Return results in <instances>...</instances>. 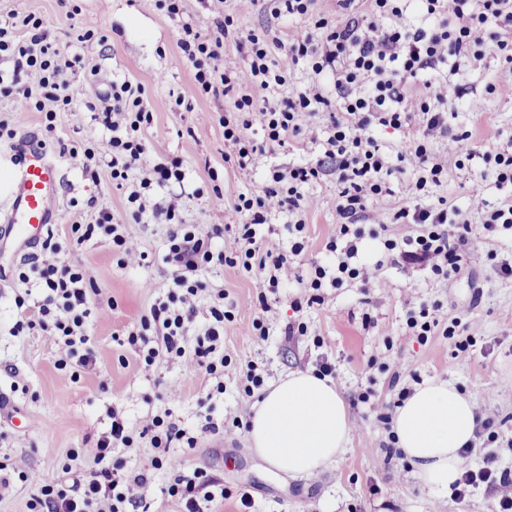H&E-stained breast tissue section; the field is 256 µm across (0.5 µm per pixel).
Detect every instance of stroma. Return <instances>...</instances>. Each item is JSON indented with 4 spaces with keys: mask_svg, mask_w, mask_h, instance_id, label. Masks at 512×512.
I'll return each instance as SVG.
<instances>
[{
    "mask_svg": "<svg viewBox=\"0 0 512 512\" xmlns=\"http://www.w3.org/2000/svg\"><path fill=\"white\" fill-rule=\"evenodd\" d=\"M74 2L81 19L94 23L107 38L102 46L89 43L88 57L118 79L145 89L144 101L153 114L145 132L148 159L160 154L181 157L186 190L201 189V196L193 194L184 202L186 223H237L232 209L208 210L206 193L218 184L226 198H233L245 184L264 183L267 169L247 179L225 163L224 130L210 97H198L188 109L176 106L173 99L193 76L176 44L178 26L186 20L209 31L205 0H184L178 19L162 16L156 0ZM11 11L43 16L58 47L68 43L70 21L57 0H0V18ZM475 50L482 56L479 65L452 57L431 72L432 78L447 81L460 92L447 115V138L426 141L433 151L444 150L448 137L465 132L480 151L512 140V96L505 93L512 85V67L490 43L476 45ZM335 194L336 184L329 177L311 193L304 231L308 249L297 262L300 274H308L309 259H327L325 245L336 233ZM69 258L84 266L102 297L115 302L109 318L90 329L100 371L72 382L68 373L57 369L55 347L48 337L11 336L14 294L9 288L1 291L0 362L15 365L17 373L0 372V394L8 395L11 407L21 415L15 424L0 423V461L24 456L43 482L65 480L70 452L92 455L97 439L110 427L111 411H119L133 424L148 411L163 410V403L155 398V383L176 379L182 398L174 404V413L197 438L194 449L177 452L176 457L185 469L201 467L223 480L224 497L212 503V512H493L495 499L486 488L472 490L459 502L432 492L412 463L399 459L387 463L369 456V449L387 441L388 433L374 411L352 406L351 400L369 386L382 399L392 396L397 385L414 389L431 380L450 382L472 395L478 407L503 419L489 448L501 465L512 468V277L497 270L499 261L512 262V229L499 230L487 252L475 254L448 288L436 282L429 270L403 263L385 264L377 288L369 294L349 282L339 288L328 286L323 305L299 312L292 307L295 289H281L273 305L276 316L306 322L309 333L290 339L278 336L261 344L247 342L238 333L254 318L248 303L259 290L257 282L230 267L210 274L213 286L239 304L237 328L224 339V397L216 402V414L225 423H232L253 404L238 387L247 362L257 364L269 384L293 372L315 370L323 356L335 363L333 383L350 404L349 440L344 452L312 478L276 472L254 452L247 436L223 441L199 432L198 401L206 394L202 373L178 363L145 367L113 342V334L148 312L165 283L160 270L119 268L111 247L93 241L72 251ZM423 305L438 308L447 320L476 324V347L460 352L452 339L442 336L429 337L423 344L407 339L408 314ZM245 492L251 501L247 508L240 503Z\"/></svg>",
    "mask_w": 512,
    "mask_h": 512,
    "instance_id": "35a3bbf8",
    "label": "stroma"
}]
</instances>
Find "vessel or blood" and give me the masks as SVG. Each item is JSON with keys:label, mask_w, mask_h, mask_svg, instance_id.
Segmentation results:
<instances>
[{"label": "vessel or blood", "mask_w": 512, "mask_h": 512, "mask_svg": "<svg viewBox=\"0 0 512 512\" xmlns=\"http://www.w3.org/2000/svg\"><path fill=\"white\" fill-rule=\"evenodd\" d=\"M61 175L46 150L28 146L26 161L0 191V227L19 248L38 240L47 225L60 223Z\"/></svg>", "instance_id": "obj_1"}]
</instances>
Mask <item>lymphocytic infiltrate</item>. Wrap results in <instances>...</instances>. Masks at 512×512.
Listing matches in <instances>:
<instances>
[{"label":"lymphocytic infiltrate","mask_w":512,"mask_h":512,"mask_svg":"<svg viewBox=\"0 0 512 512\" xmlns=\"http://www.w3.org/2000/svg\"><path fill=\"white\" fill-rule=\"evenodd\" d=\"M354 0H337L346 17L320 18L315 34L289 42L269 41L255 33L232 27L225 14V0H208L212 35L205 36L197 24L183 22L177 46L191 63V82L177 93L176 105L189 106L206 95L219 103L218 123L232 146L224 161L240 173L269 168L262 186L238 192L225 202L221 188H213L207 202L215 209L231 204L239 217L236 225L187 224L180 218L186 194L184 162L164 157L145 160L144 133L152 114L144 103L145 90L93 63L85 53L87 44L99 37L93 23L71 18L67 51H60L50 37L47 23L35 14L13 17L0 26V96L10 99L17 112L37 110L48 123L41 147L74 159L83 178L100 184L109 178L126 199L125 215H117L103 194L91 195L84 209L70 212L67 223L51 224L38 251L21 257L9 271L13 282L34 291L33 300L14 299L11 335L35 332L48 336L55 346L56 364L69 371L72 381L95 372L98 358L88 328L108 316L111 304L98 300V288L82 264L61 257L67 247L96 240L110 244L123 269L161 268L167 289L155 298L122 333L114 334L118 346L129 348L136 360L153 365L160 360L178 361L203 370L210 381V396L224 392V335L233 326L236 301L211 286L208 274L231 267L260 280L251 306L256 313L243 336L266 342L275 336H303L307 327L291 320L280 323L271 317V295L298 285L295 310L324 303V285L341 287L359 281L368 289L381 277L385 263L415 260L423 263L441 281L459 275L467 258L486 248L498 228L512 227V205L487 211L482 185L494 177L498 185H512V152L505 147L486 150L495 166L491 173L474 175L467 208L485 213L481 228L448 216L447 201L426 193L427 185H440L448 172L449 157H471L467 136L453 140L451 154L433 153L424 138L445 135L443 113L423 105L431 95L439 103L454 102L458 90L427 79L414 85L421 71L436 68L450 57L467 54L469 41L487 40L512 63V45L503 31H512V0H417L433 18L432 26H415L394 0H369L366 12L351 13ZM234 49H227V41ZM309 60L314 74H327L328 83L315 81L280 96L286 63ZM91 82L108 88L98 103L82 104L75 87L79 72ZM421 103L423 131L410 126L405 108ZM89 121L99 134L89 147L55 134L58 112ZM326 119L327 137L321 159L281 169L268 161L283 147L303 149L304 127L316 116ZM381 128L399 130L403 139L396 151L379 140ZM416 174L414 193L408 194L393 213L379 211L376 204L390 194L387 179L393 173ZM336 178L335 210L338 224L326 244L330 265L312 263L309 276L296 266L305 250L304 215L308 190L321 177ZM288 216L293 237L288 244L262 246L273 215ZM369 220L386 230L383 247L387 262H358L363 238L361 221ZM163 224L167 227L165 250L156 255L144 250L127 230L128 224ZM233 233L236 247L224 251L218 242ZM157 398L163 413L150 414L128 425L111 411L110 428L96 442L93 458L78 456L70 483L53 487L34 484L31 500L37 512H156L157 502L178 498L184 512H210L209 505L224 484L202 468H179L174 449H194L197 439L182 426L172 409L181 389L172 381L158 383ZM151 436L158 454L150 468L128 470L113 464V454L131 447L135 435ZM473 448L461 450V474L452 484L455 500H464L471 489L486 486L498 496L497 512H512V469L501 466L495 452L474 458ZM169 472L160 482L158 470Z\"/></svg>","instance_id":"f902f5d3"}]
</instances>
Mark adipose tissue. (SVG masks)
<instances>
[{"label":"adipose tissue","instance_id":"adipose-tissue-1","mask_svg":"<svg viewBox=\"0 0 512 512\" xmlns=\"http://www.w3.org/2000/svg\"><path fill=\"white\" fill-rule=\"evenodd\" d=\"M247 435L274 470L313 475L338 456L350 431L345 401L326 379L292 373L264 390L252 407ZM477 406L447 382L418 387L396 411L399 448L417 467L421 481L445 491L459 476V451L470 444Z\"/></svg>","mask_w":512,"mask_h":512}]
</instances>
